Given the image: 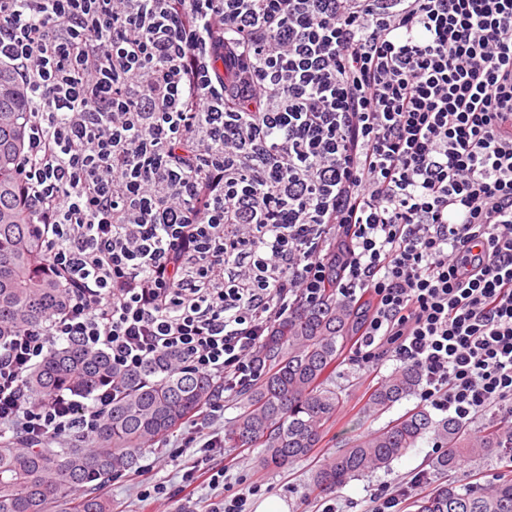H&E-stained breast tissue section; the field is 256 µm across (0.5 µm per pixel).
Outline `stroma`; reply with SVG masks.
<instances>
[{"label":"stroma","mask_w":512,"mask_h":512,"mask_svg":"<svg viewBox=\"0 0 512 512\" xmlns=\"http://www.w3.org/2000/svg\"><path fill=\"white\" fill-rule=\"evenodd\" d=\"M402 364L394 359L380 361L376 368L367 370L357 361L353 348H346L336 367L331 386L339 390L342 408L326 433L315 457L277 469L266 468L260 463L263 454L259 448L217 447L207 456H200L199 449L207 438H223L224 429L236 417L237 394H223L224 407L217 412H205L190 419L167 437L156 440L142 452L136 471L113 479L104 495L112 505V512H179L185 497H192L194 512H212L221 499L246 494V512H258L261 504L270 498L283 501L288 512H325L327 505H335L338 512H370L373 496L392 492L396 487L409 485L408 494L402 497L400 512H415L414 500L432 486L449 481L470 483L478 488H488L505 479H512V460L498 456L461 461L456 470L439 471L432 460L439 455L433 435H425L414 448L392 462L390 467L379 469L348 483L342 488L323 495L307 491L311 475L319 462L333 458L341 450L367 433L376 431L398 418L407 410L420 405V396L396 403L380 416H369L364 407L365 392L380 379L400 370ZM163 456L164 466L145 471V464L156 456ZM201 471H220L223 481L217 485L198 483L195 492H187L183 474L192 465ZM427 474L428 480L413 485L417 474ZM164 484L166 491L152 497L154 484Z\"/></svg>","instance_id":"1"}]
</instances>
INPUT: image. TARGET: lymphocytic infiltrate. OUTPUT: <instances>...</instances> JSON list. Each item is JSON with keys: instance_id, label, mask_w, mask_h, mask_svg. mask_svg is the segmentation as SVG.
<instances>
[{"instance_id": "f902f5d3", "label": "lymphocytic infiltrate", "mask_w": 512, "mask_h": 512, "mask_svg": "<svg viewBox=\"0 0 512 512\" xmlns=\"http://www.w3.org/2000/svg\"><path fill=\"white\" fill-rule=\"evenodd\" d=\"M219 27L251 50L226 78ZM0 68L49 101L18 199L68 293L0 342V438L109 411L106 384L29 404L70 342L245 387L331 273L363 365L462 424L512 403V0H0Z\"/></svg>"}]
</instances>
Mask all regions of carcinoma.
I'll return each mask as SVG.
<instances>
[{
    "label": "carcinoma",
    "mask_w": 512,
    "mask_h": 512,
    "mask_svg": "<svg viewBox=\"0 0 512 512\" xmlns=\"http://www.w3.org/2000/svg\"><path fill=\"white\" fill-rule=\"evenodd\" d=\"M32 100L0 70V342L45 324L63 311L65 288L44 269L45 242L37 219L19 204L21 180L16 153L34 121ZM356 307L336 301L335 285L310 302L300 300L271 330L256 362V382L240 391L241 413L224 432L230 448H264L262 464L284 468L314 453L336 418L341 397L327 386L344 349L360 326ZM111 383L112 409L95 431L51 446L14 437L0 442V512H112L102 491L116 476L135 468L144 447L203 414L224 381L193 373L172 354L134 373L118 372L102 351L67 344L52 351L25 376L35 403L59 389L94 392ZM420 375L404 367L373 386L366 410L382 414L414 395ZM444 452L433 465L451 471L464 456L512 455V423L490 424L480 438L467 437L451 419L440 423L417 407L318 468L311 490L326 493L388 466L428 432ZM416 512H512V479L490 490L454 483L439 485L416 500Z\"/></svg>",
    "instance_id": "carcinoma-1"
}]
</instances>
